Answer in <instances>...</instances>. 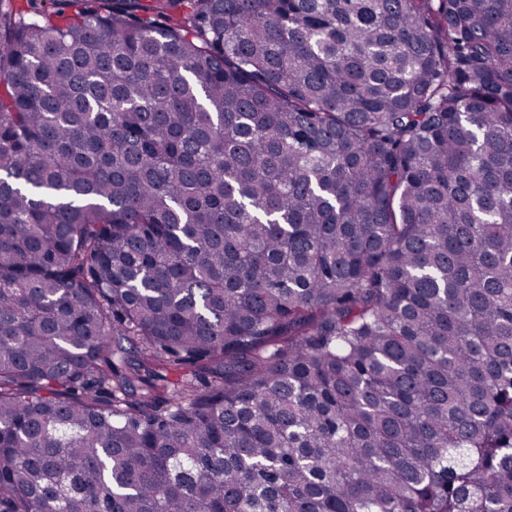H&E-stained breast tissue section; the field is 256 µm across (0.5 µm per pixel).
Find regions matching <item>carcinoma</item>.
<instances>
[{
    "mask_svg": "<svg viewBox=\"0 0 512 512\" xmlns=\"http://www.w3.org/2000/svg\"><path fill=\"white\" fill-rule=\"evenodd\" d=\"M0 0V512H512V0Z\"/></svg>",
    "mask_w": 512,
    "mask_h": 512,
    "instance_id": "obj_1",
    "label": "carcinoma"
}]
</instances>
